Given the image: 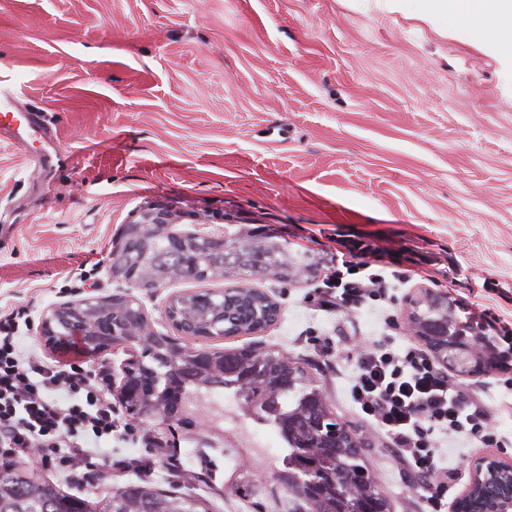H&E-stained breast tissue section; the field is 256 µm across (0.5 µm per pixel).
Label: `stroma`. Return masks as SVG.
I'll use <instances>...</instances> for the list:
<instances>
[{"instance_id": "obj_1", "label": "stroma", "mask_w": 512, "mask_h": 512, "mask_svg": "<svg viewBox=\"0 0 512 512\" xmlns=\"http://www.w3.org/2000/svg\"><path fill=\"white\" fill-rule=\"evenodd\" d=\"M0 82L45 129L23 144L0 126V309L28 306L24 349L63 360L37 324L89 295H131L169 332L171 296L198 283L139 288L109 269L122 225L153 200L244 219L332 265L337 234L359 235L408 273L388 311L323 312L316 279L261 280L278 322L208 346L303 366L365 442L392 512H423L421 481L353 412L336 350L350 336H407L406 300L422 288L487 336L485 309L512 318V58L426 0H0ZM414 251L433 266L418 270ZM491 279L501 295L484 292ZM116 413L98 483L76 486L27 458L20 467L92 501L146 480L214 512L269 503L233 488L222 431ZM132 458L138 468H126Z\"/></svg>"}]
</instances>
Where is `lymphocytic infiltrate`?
<instances>
[{"label": "lymphocytic infiltrate", "mask_w": 512, "mask_h": 512, "mask_svg": "<svg viewBox=\"0 0 512 512\" xmlns=\"http://www.w3.org/2000/svg\"><path fill=\"white\" fill-rule=\"evenodd\" d=\"M345 247L349 258L326 273L318 309L348 316L366 304L392 303L401 272L373 268V248L364 240H346ZM29 327L26 308L0 313V458L35 452L42 465L63 467L79 484L89 476L93 457H108L118 428L102 386L110 373L25 351ZM353 349L348 396L355 413L421 478L426 512H448L459 471L442 466L441 436L478 448H505L512 438L495 428L486 403L460 390L420 345L397 348L367 339Z\"/></svg>", "instance_id": "1"}]
</instances>
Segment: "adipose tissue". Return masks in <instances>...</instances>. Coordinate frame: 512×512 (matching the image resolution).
Returning <instances> with one entry per match:
<instances>
[{
	"mask_svg": "<svg viewBox=\"0 0 512 512\" xmlns=\"http://www.w3.org/2000/svg\"><path fill=\"white\" fill-rule=\"evenodd\" d=\"M428 6L437 15L470 19L474 38L512 54V0H428Z\"/></svg>",
	"mask_w": 512,
	"mask_h": 512,
	"instance_id": "obj_1",
	"label": "adipose tissue"
}]
</instances>
